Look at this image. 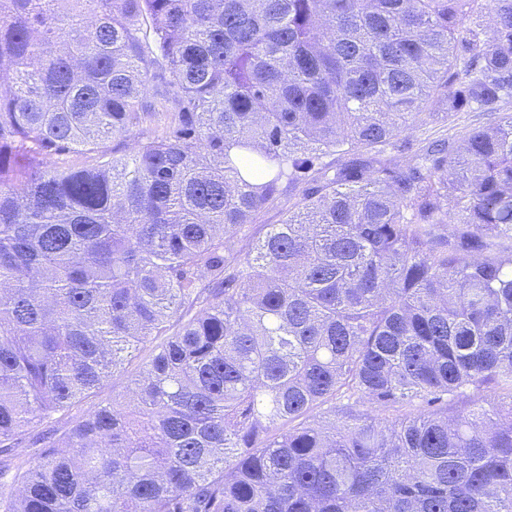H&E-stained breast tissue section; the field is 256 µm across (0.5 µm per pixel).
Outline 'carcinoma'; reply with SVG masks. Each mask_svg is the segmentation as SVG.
<instances>
[{"label":"carcinoma","mask_w":512,"mask_h":512,"mask_svg":"<svg viewBox=\"0 0 512 512\" xmlns=\"http://www.w3.org/2000/svg\"><path fill=\"white\" fill-rule=\"evenodd\" d=\"M509 102L512 0H0V512H512ZM497 114H487L484 112H459L451 123H448V135L456 136L457 139L463 138L472 128L479 126H488L497 121ZM150 348L151 347L148 345L146 348L141 350L137 359H134L129 364H125L123 372L116 374L113 378L111 376L102 391L85 397L73 412H91L101 401L112 398V394H124L131 381L139 375L142 363L147 359L150 353Z\"/></svg>","instance_id":"carcinoma-1"}]
</instances>
